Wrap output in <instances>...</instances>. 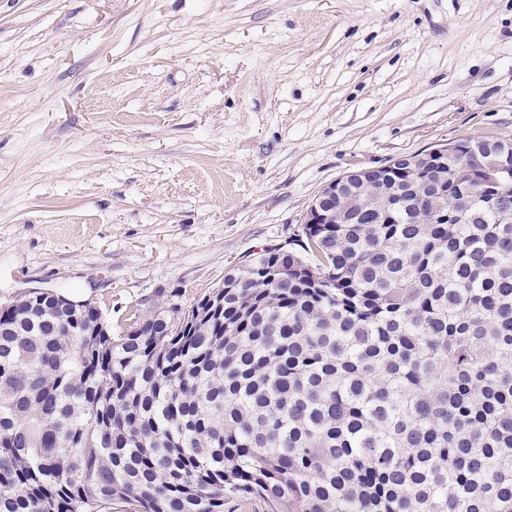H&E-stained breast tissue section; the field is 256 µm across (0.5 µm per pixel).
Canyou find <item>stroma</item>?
<instances>
[{
  "label": "stroma",
  "instance_id": "stroma-1",
  "mask_svg": "<svg viewBox=\"0 0 512 512\" xmlns=\"http://www.w3.org/2000/svg\"><path fill=\"white\" fill-rule=\"evenodd\" d=\"M483 137L512 142V0H0V303L120 332L342 174Z\"/></svg>",
  "mask_w": 512,
  "mask_h": 512
}]
</instances>
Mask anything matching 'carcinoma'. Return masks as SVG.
Returning <instances> with one entry per match:
<instances>
[{
  "label": "carcinoma",
  "mask_w": 512,
  "mask_h": 512,
  "mask_svg": "<svg viewBox=\"0 0 512 512\" xmlns=\"http://www.w3.org/2000/svg\"><path fill=\"white\" fill-rule=\"evenodd\" d=\"M488 147L118 336L0 305V512H512V158Z\"/></svg>",
  "instance_id": "cac0c4a2"
}]
</instances>
